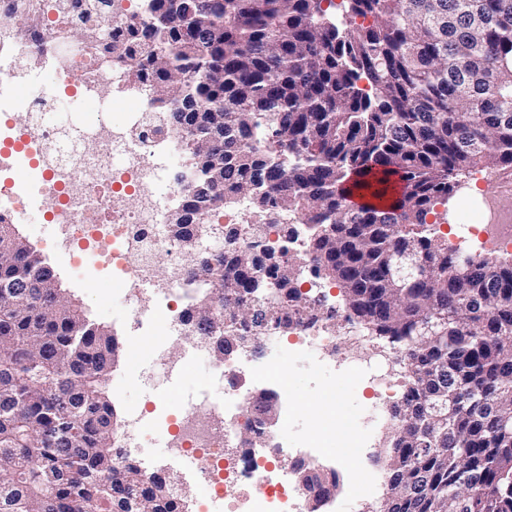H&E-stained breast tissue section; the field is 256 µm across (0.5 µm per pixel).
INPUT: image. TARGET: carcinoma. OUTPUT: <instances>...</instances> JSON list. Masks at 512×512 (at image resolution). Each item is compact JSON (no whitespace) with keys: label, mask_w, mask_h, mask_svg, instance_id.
Masks as SVG:
<instances>
[{"label":"carcinoma","mask_w":512,"mask_h":512,"mask_svg":"<svg viewBox=\"0 0 512 512\" xmlns=\"http://www.w3.org/2000/svg\"><path fill=\"white\" fill-rule=\"evenodd\" d=\"M104 0H67L98 12ZM121 40L70 31L126 65L182 132L211 210L242 200L307 228L227 233L218 266L184 313L221 357L266 324H302L321 301L304 264L336 282L371 336L402 354L405 388L385 448L393 512H512V262L448 246L436 209L457 177L512 168V0H142ZM375 202L353 205L355 189ZM187 196L179 242L201 221ZM0 512H179L176 497L117 462L108 392L119 345L44 278L12 224L0 237ZM427 266L399 278L394 255ZM448 400L427 425L422 404ZM84 409L68 419L63 401Z\"/></svg>","instance_id":"carcinoma-1"}]
</instances>
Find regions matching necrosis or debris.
Returning a JSON list of instances; mask_svg holds the SVG:
<instances>
[{
  "label": "necrosis or debris",
  "mask_w": 512,
  "mask_h": 512,
  "mask_svg": "<svg viewBox=\"0 0 512 512\" xmlns=\"http://www.w3.org/2000/svg\"><path fill=\"white\" fill-rule=\"evenodd\" d=\"M55 3L0 0V15L14 18L11 27L0 28V47L12 48L0 55V88L9 91L0 98V112L22 109L28 116L17 131L26 153L13 160L28 178L0 182V196L9 201L0 220L23 222L32 203L50 201L53 222L65 225L71 244L81 252L79 273L93 281L108 275L123 286L143 341L156 352L177 344L182 354L199 356L207 336L191 334L185 324L170 319L161 335L146 333L138 305L151 284L152 260L160 253L167 255L174 274L166 289L156 293L157 306L169 308L171 298L183 291L181 250L164 232L166 202L183 194L181 183L168 179L182 139L159 120L148 90L141 87L134 93L138 106L126 121L108 125L112 99L104 91L123 87V70L66 39L78 25L122 31L139 11L137 0H112L110 10L84 17L59 10ZM53 98L71 112L94 102L98 119L58 126L42 110ZM219 409L224 412L220 425L203 420L204 411ZM176 424V432L167 434L165 416L152 419L142 412L114 439L126 452L163 442L175 458L194 463L204 491L193 500V512H299V499L309 497L306 487L280 476L284 446L262 429L252 393L188 394ZM246 427L254 430L255 443H241Z\"/></svg>",
  "instance_id": "obj_1"
}]
</instances>
